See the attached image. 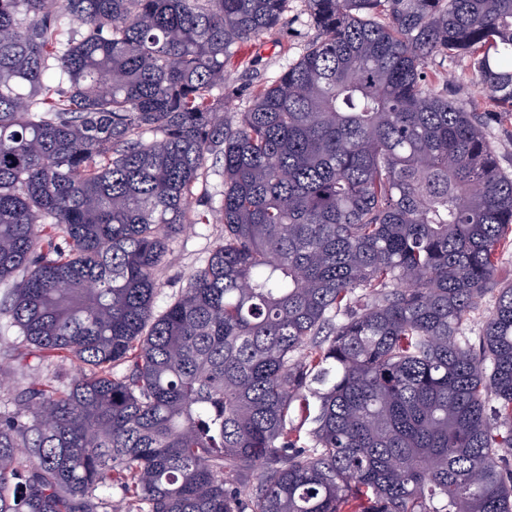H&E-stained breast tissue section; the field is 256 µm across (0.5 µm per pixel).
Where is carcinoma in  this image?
Returning a JSON list of instances; mask_svg holds the SVG:
<instances>
[{
    "instance_id": "cac0c4a2",
    "label": "carcinoma",
    "mask_w": 512,
    "mask_h": 512,
    "mask_svg": "<svg viewBox=\"0 0 512 512\" xmlns=\"http://www.w3.org/2000/svg\"><path fill=\"white\" fill-rule=\"evenodd\" d=\"M307 3L230 114L288 0H0V306L90 367L0 412V512H512V0ZM210 161L224 238L157 315ZM315 28L306 7V0H289L280 25L259 41L240 43L226 62L230 80L243 87V94L228 107V112H244L248 96L261 85L270 84L289 62L296 61L316 39ZM258 61L255 70H249ZM429 66L432 70L436 71L440 75L442 74L444 77L448 76V81L452 80L454 75L459 78V84H457L459 88L458 96H467L471 97L476 95L474 88L466 81L460 79L464 72V67L455 60L450 59H441L440 57H436L429 63ZM487 136L496 147L502 166L512 174V123L488 126Z\"/></svg>"
}]
</instances>
